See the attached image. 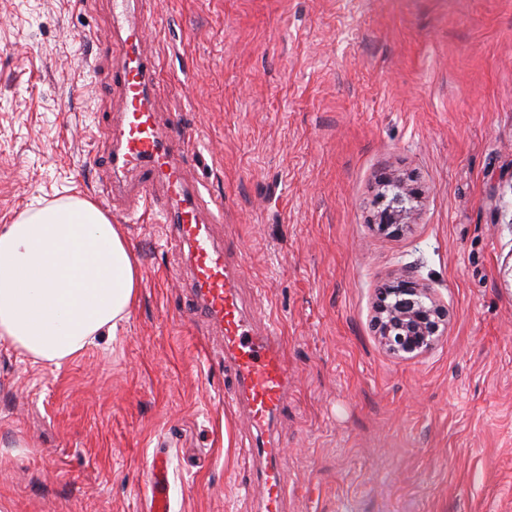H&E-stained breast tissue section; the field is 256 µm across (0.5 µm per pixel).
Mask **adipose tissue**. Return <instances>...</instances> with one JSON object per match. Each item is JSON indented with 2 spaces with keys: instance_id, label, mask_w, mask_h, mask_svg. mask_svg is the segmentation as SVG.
I'll return each instance as SVG.
<instances>
[{
  "instance_id": "ef3b65f1",
  "label": "adipose tissue",
  "mask_w": 512,
  "mask_h": 512,
  "mask_svg": "<svg viewBox=\"0 0 512 512\" xmlns=\"http://www.w3.org/2000/svg\"><path fill=\"white\" fill-rule=\"evenodd\" d=\"M140 281L131 249L94 203L26 209L0 225V340L62 366L116 330Z\"/></svg>"
}]
</instances>
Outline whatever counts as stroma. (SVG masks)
<instances>
[{"mask_svg": "<svg viewBox=\"0 0 512 512\" xmlns=\"http://www.w3.org/2000/svg\"><path fill=\"white\" fill-rule=\"evenodd\" d=\"M156 109L201 134L185 177L294 377L271 428L284 512H512V0H144ZM110 0H0V225L94 200L106 175ZM418 187L374 228L380 175ZM141 273L115 334L56 368L0 341V512H259L256 433L187 306L161 214L116 199ZM448 311L433 348L370 321L405 268ZM148 491L152 502V511H169V495L166 470L163 460L155 459L152 480L148 484Z\"/></svg>", "mask_w": 512, "mask_h": 512, "instance_id": "1", "label": "stroma"}]
</instances>
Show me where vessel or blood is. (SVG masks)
I'll list each match as a JSON object with an SVG mask.
<instances>
[{
	"label": "vessel or blood",
	"mask_w": 512,
	"mask_h": 512,
	"mask_svg": "<svg viewBox=\"0 0 512 512\" xmlns=\"http://www.w3.org/2000/svg\"><path fill=\"white\" fill-rule=\"evenodd\" d=\"M141 2L112 0V48L116 55L112 82L122 101L121 117L110 130L112 174L115 179L126 172L137 173V198L141 201L150 199L155 186L164 187L162 218L169 228V241L187 252L193 303L184 315L191 320L203 319L222 335L224 365L233 380L235 402L251 427L264 437L256 447L264 461L262 512H283L288 481L281 465V445L268 432L287 401L290 369L277 332L270 327L258 330L255 317L247 312L241 260L231 259L215 242L202 210L204 200L184 178L185 148L196 139V131L177 124L166 132L161 129L154 108L159 65L144 47L149 19L140 8ZM114 179L102 182L98 189L103 207L112 205ZM148 491L153 512H168L163 460L153 465Z\"/></svg>",
	"instance_id": "vessel-or-blood-1"
}]
</instances>
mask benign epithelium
I'll return each instance as SVG.
<instances>
[{
	"mask_svg": "<svg viewBox=\"0 0 512 512\" xmlns=\"http://www.w3.org/2000/svg\"><path fill=\"white\" fill-rule=\"evenodd\" d=\"M383 186L391 190L392 197L378 215V230L400 232L411 213L406 203L417 197L418 190L400 179H385ZM447 317L430 288L412 270L404 269L378 290L373 329L392 352L418 355L434 346Z\"/></svg>",
	"mask_w": 512,
	"mask_h": 512,
	"instance_id": "obj_1",
	"label": "benign epithelium"
}]
</instances>
